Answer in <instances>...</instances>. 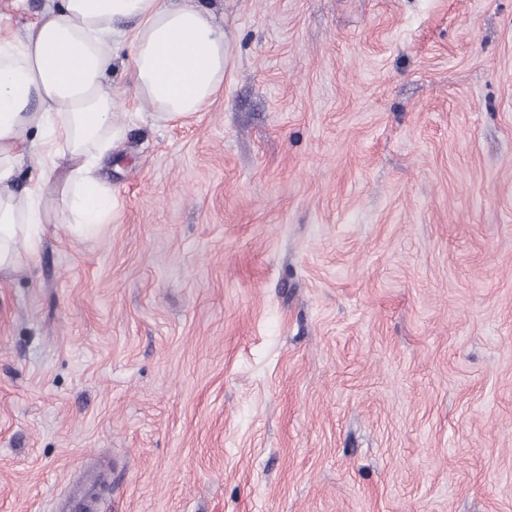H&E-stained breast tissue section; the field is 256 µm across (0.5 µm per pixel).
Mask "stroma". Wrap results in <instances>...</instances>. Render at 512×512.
I'll return each mask as SVG.
<instances>
[{
    "label": "stroma",
    "instance_id": "obj_1",
    "mask_svg": "<svg viewBox=\"0 0 512 512\" xmlns=\"http://www.w3.org/2000/svg\"><path fill=\"white\" fill-rule=\"evenodd\" d=\"M75 237L0 273V512H512V0H207Z\"/></svg>",
    "mask_w": 512,
    "mask_h": 512
}]
</instances>
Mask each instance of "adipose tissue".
Returning <instances> with one entry per match:
<instances>
[{
  "instance_id": "1",
  "label": "adipose tissue",
  "mask_w": 512,
  "mask_h": 512,
  "mask_svg": "<svg viewBox=\"0 0 512 512\" xmlns=\"http://www.w3.org/2000/svg\"><path fill=\"white\" fill-rule=\"evenodd\" d=\"M124 42L128 90L155 120L196 115L224 88V30L200 0H54L23 33L0 28V270L37 254L53 175L75 234L110 222L101 171L125 126L105 76ZM26 157L38 175L19 193Z\"/></svg>"
}]
</instances>
